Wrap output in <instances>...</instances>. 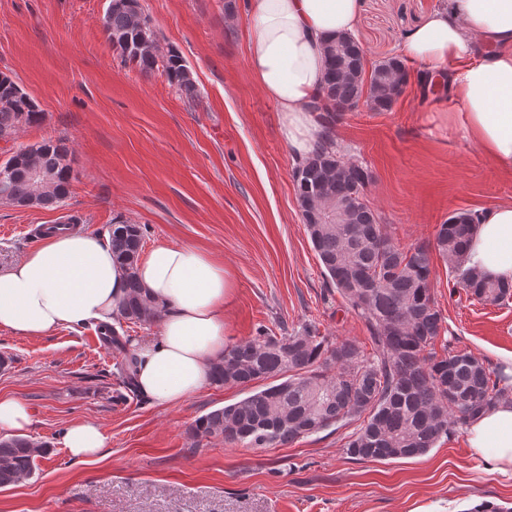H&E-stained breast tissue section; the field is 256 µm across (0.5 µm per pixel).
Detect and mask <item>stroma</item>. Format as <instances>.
<instances>
[{
    "label": "stroma",
    "instance_id": "stroma-1",
    "mask_svg": "<svg viewBox=\"0 0 512 512\" xmlns=\"http://www.w3.org/2000/svg\"><path fill=\"white\" fill-rule=\"evenodd\" d=\"M234 2L227 10L226 2ZM247 0H141L159 53L176 51L198 89L189 99L163 69L141 73L108 42L110 0H0V73L45 114L42 124L0 140V162L48 139L69 147L74 178L65 210L0 204V269L38 245L34 230L80 217L78 231L141 225L143 247L190 244L223 261L226 344L259 330L305 325L376 351L363 322L327 285L297 205L298 162L286 117L255 85L247 65ZM442 0H364L356 37L369 63L397 55L403 36ZM403 94L385 112L342 113L330 132L345 158L368 165L367 190L395 242L431 244L462 210L512 201V173L499 170L448 115L449 97L427 91L409 64ZM431 288L445 317L439 341L492 370L512 354V303L486 305L450 288L434 258ZM96 324L21 336L0 328V396L33 411L29 439L46 446L33 476L0 490V512H471L512 508V476L491 472L458 427L426 455L385 462L350 457V428L331 427L276 448L194 441L189 428L236 402L238 387L208 385L161 408L124 387L94 342ZM92 421L107 443L88 461L61 442Z\"/></svg>",
    "mask_w": 512,
    "mask_h": 512
}]
</instances>
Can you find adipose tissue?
<instances>
[{"label": "adipose tissue", "mask_w": 512, "mask_h": 512, "mask_svg": "<svg viewBox=\"0 0 512 512\" xmlns=\"http://www.w3.org/2000/svg\"><path fill=\"white\" fill-rule=\"evenodd\" d=\"M362 0H249L247 64L260 91L286 116L284 136L298 157L320 129L308 105L316 97L327 40L358 28ZM406 60L443 76L458 123L499 170L512 173V0H446L399 45ZM468 266L512 281V203L482 210L465 251ZM138 279L161 309L158 336L142 341L136 384L159 407L202 390L224 353V300L232 287L223 264L189 245L159 244L137 264ZM126 296V273L108 237L79 231L45 235L21 260L0 270V328L44 336L90 322L110 325ZM468 441L501 473H512V400L471 418ZM107 437L92 422L69 425L63 444L84 460Z\"/></svg>", "instance_id": "1"}]
</instances>
